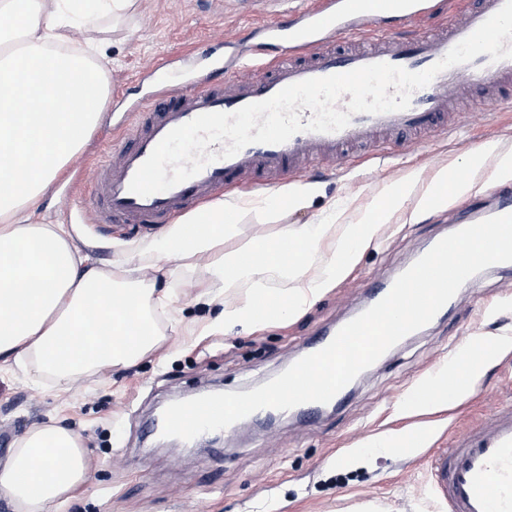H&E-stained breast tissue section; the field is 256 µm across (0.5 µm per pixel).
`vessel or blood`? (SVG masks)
I'll return each mask as SVG.
<instances>
[{
    "label": "vessel or blood",
    "instance_id": "b4317fda",
    "mask_svg": "<svg viewBox=\"0 0 512 512\" xmlns=\"http://www.w3.org/2000/svg\"><path fill=\"white\" fill-rule=\"evenodd\" d=\"M505 0H318L291 25L271 20L260 27L263 40L243 49L232 31L219 34L226 53L216 73L182 85H167L151 96L132 130L93 171L92 219L97 224L151 227L198 207L220 189L268 186L306 175L308 165L332 166L363 147L387 156L418 137L452 125L451 111L472 98L512 100V59L489 54L440 72L416 90L410 106L382 114H355L336 132L303 131L282 144H251L223 157L189 180L146 197L130 181L154 147L173 128L199 115L232 113L266 100L306 79L388 63L420 72L499 11ZM432 478L448 501V512H512V411L481 429L469 430L431 461Z\"/></svg>",
    "mask_w": 512,
    "mask_h": 512
}]
</instances>
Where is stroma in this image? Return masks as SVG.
<instances>
[{
	"mask_svg": "<svg viewBox=\"0 0 512 512\" xmlns=\"http://www.w3.org/2000/svg\"><path fill=\"white\" fill-rule=\"evenodd\" d=\"M306 2L137 0L134 13L101 19L97 59L109 88L105 112L79 153L81 168L66 167L46 191L44 223L68 225L74 244L103 269L130 258L152 271L156 257L139 247L154 231L77 223L87 207L93 167L120 143V128L133 122L132 107L155 94L162 80L189 82L210 70L212 54L224 51L213 36L227 29L247 33L259 19L287 21ZM485 142L512 152V106L473 105L452 133H432L385 159L365 155L331 171L313 169L305 179L320 183L323 193L302 210L290 208L274 187L221 190L225 201H247L224 236L230 252L319 221L333 200L344 207V223L355 222L372 200L383 199L387 185L415 170L425 182L447 169L483 183L454 199L449 212H430L414 224L393 218L351 275L302 315L252 333L238 328L199 335L212 315L191 303L199 273L167 262V284L184 304L190 328L174 332L166 315L156 314L164 337L157 353L128 367L84 373L63 388L33 361L1 370L0 458L32 424L54 418L80 435L92 464L89 483L67 512H445L430 456L512 408V349L494 348L498 340L512 339V273L505 270L471 277L457 305L398 342L315 420L291 415L271 426L255 421L224 437L198 440L193 448L157 442L145 427L174 398L204 389L246 392L279 375L309 340L366 304L368 283L398 274L428 241L451 229L452 217L478 214L494 193L512 191V180L491 182L467 166V154ZM464 335L480 337L487 347L476 365L473 392L420 438L424 417L395 418L394 406L437 369L460 359ZM398 430L403 436L397 448H375L381 435Z\"/></svg>",
	"mask_w": 512,
	"mask_h": 512,
	"instance_id": "1",
	"label": "stroma"
}]
</instances>
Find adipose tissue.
<instances>
[{"instance_id":"adipose-tissue-1","label":"adipose tissue","mask_w":512,"mask_h":512,"mask_svg":"<svg viewBox=\"0 0 512 512\" xmlns=\"http://www.w3.org/2000/svg\"><path fill=\"white\" fill-rule=\"evenodd\" d=\"M135 2L0 0V17L15 21L0 27V44L21 47L0 54V365L32 360L60 384L155 354L161 338L154 313H166L172 330L187 326L175 295L157 285L163 267L149 280L131 268L102 272L74 246L65 225L39 221L47 188L84 146L107 98L101 64L71 49L72 32L80 26L95 31L102 14L127 12ZM447 179L440 170L424 184L411 173L388 186L387 204L371 203L356 223H343L342 210L333 208L325 221L229 253L224 233L240 206L219 198L178 217L144 249L203 270L194 301L220 308L207 333L253 330L312 305L353 270L382 224L404 210L414 221L430 212V198L442 193ZM316 260L319 273L298 281ZM276 278L298 284L280 293L270 287ZM214 283L236 292V300L217 303L209 291ZM470 393L469 373L439 374L395 413H434ZM90 470L88 451L72 428L41 423L0 459V498L18 512H61L86 486Z\"/></svg>"}]
</instances>
